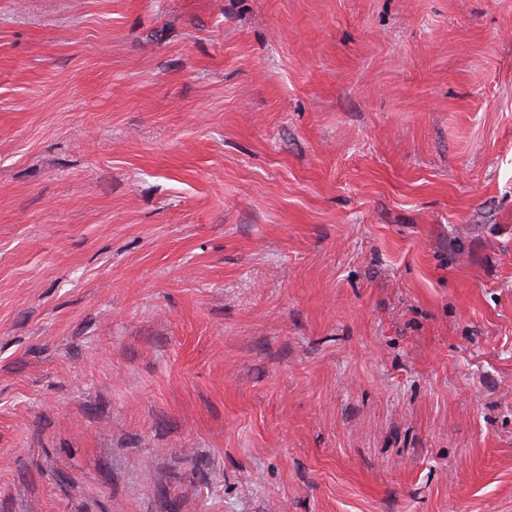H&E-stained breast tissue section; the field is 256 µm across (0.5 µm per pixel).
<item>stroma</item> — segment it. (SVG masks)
<instances>
[{"instance_id":"1","label":"stroma","mask_w":512,"mask_h":512,"mask_svg":"<svg viewBox=\"0 0 512 512\" xmlns=\"http://www.w3.org/2000/svg\"><path fill=\"white\" fill-rule=\"evenodd\" d=\"M0 512H512V0H0Z\"/></svg>"}]
</instances>
